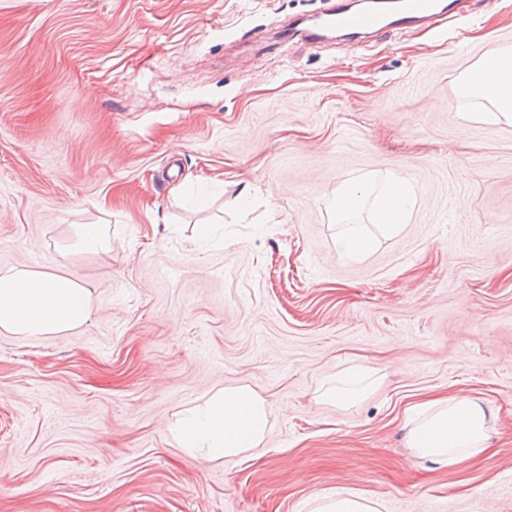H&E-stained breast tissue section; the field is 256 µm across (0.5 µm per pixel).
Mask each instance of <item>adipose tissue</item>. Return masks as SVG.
Masks as SVG:
<instances>
[{"mask_svg": "<svg viewBox=\"0 0 512 512\" xmlns=\"http://www.w3.org/2000/svg\"><path fill=\"white\" fill-rule=\"evenodd\" d=\"M458 98L487 101L490 120H512V51H494L455 87ZM415 199L404 179L390 176L376 197L373 221L396 231ZM92 313L91 292L80 281L57 273L7 270L0 273V330L17 336H48L85 325ZM419 420L409 426L406 443L414 455L449 467L487 447V412L459 392L419 404ZM268 427L264 400L246 386L228 387L193 408L172 428L178 445L208 460L238 456L263 441Z\"/></svg>", "mask_w": 512, "mask_h": 512, "instance_id": "obj_1", "label": "adipose tissue"}]
</instances>
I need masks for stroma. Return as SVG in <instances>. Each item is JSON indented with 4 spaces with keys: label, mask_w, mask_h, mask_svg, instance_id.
<instances>
[{
    "label": "stroma",
    "mask_w": 512,
    "mask_h": 512,
    "mask_svg": "<svg viewBox=\"0 0 512 512\" xmlns=\"http://www.w3.org/2000/svg\"><path fill=\"white\" fill-rule=\"evenodd\" d=\"M311 43L337 0H0V270L71 275L92 314L0 333V512H512V123L453 87L512 49V0ZM416 205L336 252V194L391 174ZM105 229L109 256L73 248ZM376 386L322 396L353 367ZM231 385L257 448L207 460L176 420ZM465 392L487 449L406 448L417 404ZM79 247L93 252L105 251V238L99 224H81L77 230ZM314 512H379L377 503L355 491L336 489V492L319 496Z\"/></svg>",
    "instance_id": "stroma-1"
}]
</instances>
